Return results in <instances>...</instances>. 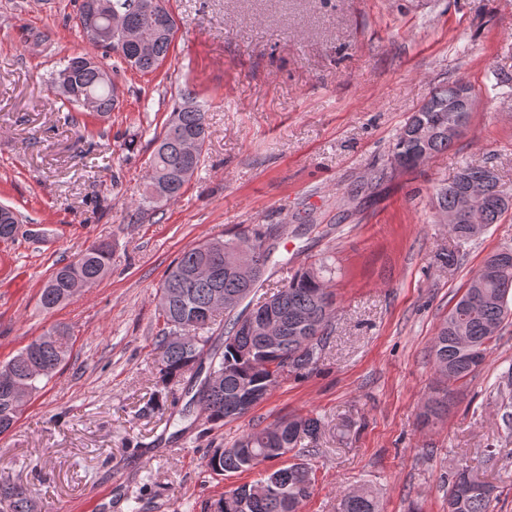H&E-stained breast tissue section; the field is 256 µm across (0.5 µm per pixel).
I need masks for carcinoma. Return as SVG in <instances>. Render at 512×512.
Returning a JSON list of instances; mask_svg holds the SVG:
<instances>
[{
    "mask_svg": "<svg viewBox=\"0 0 512 512\" xmlns=\"http://www.w3.org/2000/svg\"><path fill=\"white\" fill-rule=\"evenodd\" d=\"M145 0H81L76 23L99 32L95 49L114 51L129 66L146 74L154 71L167 57L173 38L160 32L153 39L151 52L140 53L135 43L120 44L112 39L110 16L117 10L127 15L129 22L139 25L138 5ZM70 71L72 90L60 89L61 72ZM458 83L438 86L430 93L427 105L412 113L397 135L392 157L404 161V168L414 169L421 155L430 159L447 150L454 139L448 136V124L467 125L464 112H450ZM50 89L63 101L81 107L87 97L95 101L92 117L109 115L115 109L112 68L91 53L71 56L59 62ZM181 102L173 109L163 131L156 136L157 146L149 164L147 183L140 204L153 205L152 187L166 178L169 194L166 200L179 197L187 170L198 171L204 162L206 140L205 112L196 103L195 91L180 90ZM485 167L467 164L451 182L435 187L437 212L458 214L456 224L448 225L458 245H466L484 235L508 211L509 205L499 198L498 183L487 181L484 190L487 206L482 221L471 222L470 188L483 179ZM18 216L12 208L0 205V240L8 241L16 233ZM264 232L243 227L226 238L204 240L184 251L165 272L157 289V312L163 328L155 340L158 382L167 388L185 377L199 379L192 403L206 415L211 426L221 427L240 418L235 402L245 389L268 392L290 375L313 372L326 344L329 323L335 312V263L324 258L304 266L288 278L282 289L273 294L274 313L281 319L288 337L285 345L268 351L257 336H241L236 325L242 313L236 311L250 296L262 287L271 262L274 247L261 248ZM250 257L257 268L252 279H242L227 268L235 252ZM112 262V246L101 242L92 246L77 260L58 268L44 284L40 303L53 310L74 294L72 282L80 279L92 284L100 279V271ZM208 263L214 268L210 277L187 280L183 273ZM231 296L235 307L224 311V342L219 347L211 344L208 333L217 324V314H210V322H198L193 313L208 309L216 295ZM512 248L500 249L484 260L469 279L463 294L455 302L448 316L440 323L430 351L434 371L445 387L428 397L422 413L423 422L436 424L448 414L453 396L446 384L465 380L485 363L505 319L512 314ZM52 340L43 344L36 354L22 350L0 367V434L7 432L19 415L8 383L18 382L31 391L38 383L49 379L70 354L65 331L52 328L45 332ZM322 429L317 414L293 416L288 424L277 423L253 429L239 437L230 448L219 446L208 449L205 456L207 470L217 476L226 472H248L261 464L292 453L294 461L275 468L276 482L261 497L239 507L238 492L245 486L232 488L214 501L217 512H302L312 497L316 485V470L300 460L304 442L316 439ZM467 470L459 469L448 481V512H492L495 488L477 481ZM32 497L20 485H0V512H32ZM212 504V505H214ZM212 505H205L210 512ZM340 512H379L376 493L370 488L350 489L343 493Z\"/></svg>",
    "mask_w": 512,
    "mask_h": 512,
    "instance_id": "1",
    "label": "carcinoma"
}]
</instances>
